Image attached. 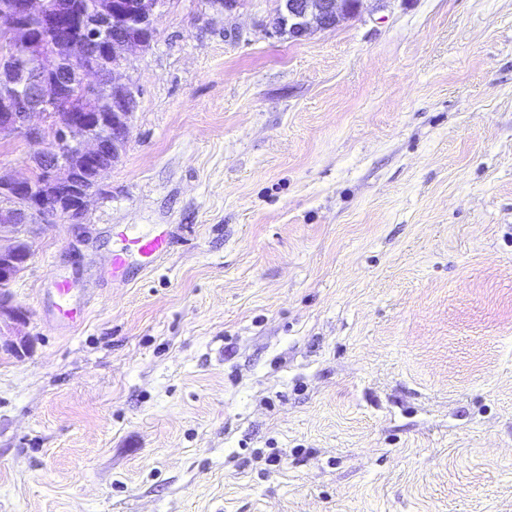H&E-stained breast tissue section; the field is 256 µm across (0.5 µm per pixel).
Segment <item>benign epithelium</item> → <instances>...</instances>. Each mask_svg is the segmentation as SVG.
<instances>
[{
  "mask_svg": "<svg viewBox=\"0 0 512 512\" xmlns=\"http://www.w3.org/2000/svg\"><path fill=\"white\" fill-rule=\"evenodd\" d=\"M362 0H277L271 21L274 32L299 39L314 29L332 30L358 12ZM158 0H92L91 10L105 30L101 37L89 33L85 48L95 54L109 51L118 58L149 45L153 35V15ZM77 11L72 3L58 0H8L0 5V55H23L22 89L0 98V141L21 139L33 148L27 173L0 172V188L11 190L16 198L0 202V350L22 357L30 347V337L19 327L28 323L26 309L14 302L10 288L26 269L33 255L30 228L44 226L54 219L51 201L58 190L72 185L73 163L60 156L67 147L74 163L92 169L96 180L112 169L107 158H117L129 139L131 118L136 107L137 91L118 75L119 63L106 72L94 66L58 65L52 52L33 35L35 28L58 32L65 29L69 41L76 35L71 17ZM101 92L112 112L106 123L112 135L95 133L97 115L81 108L83 98ZM102 193L95 188L81 195L78 215H67L66 222L77 228L84 225L90 200Z\"/></svg>",
  "mask_w": 512,
  "mask_h": 512,
  "instance_id": "7a95c632",
  "label": "benign epithelium"
}]
</instances>
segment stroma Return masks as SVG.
Instances as JSON below:
<instances>
[{
	"label": "stroma",
	"instance_id": "stroma-1",
	"mask_svg": "<svg viewBox=\"0 0 512 512\" xmlns=\"http://www.w3.org/2000/svg\"><path fill=\"white\" fill-rule=\"evenodd\" d=\"M275 7L161 0L86 229H32L0 512H512V0ZM271 21L275 33L299 39L312 29L332 30L354 16L362 0H278ZM119 237L122 242L120 250L112 254V267L117 269L125 268L129 259L137 255L146 265H151L160 260L168 251L169 241L165 234H155L149 237L129 238L121 231Z\"/></svg>",
	"mask_w": 512,
	"mask_h": 512
}]
</instances>
